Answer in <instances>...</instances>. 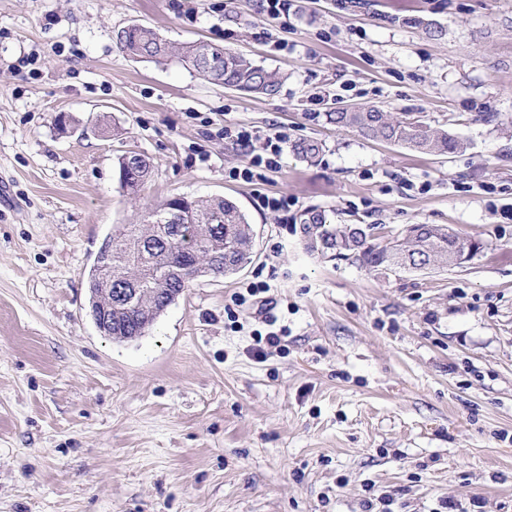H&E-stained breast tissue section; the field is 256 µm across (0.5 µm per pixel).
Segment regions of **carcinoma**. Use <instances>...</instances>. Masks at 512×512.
Instances as JSON below:
<instances>
[{
	"label": "carcinoma",
	"mask_w": 512,
	"mask_h": 512,
	"mask_svg": "<svg viewBox=\"0 0 512 512\" xmlns=\"http://www.w3.org/2000/svg\"><path fill=\"white\" fill-rule=\"evenodd\" d=\"M120 49L135 59L167 60L172 46L154 29L132 24L118 37ZM180 59L192 72L227 89L257 95L277 94L285 75L243 54L198 42L181 49ZM338 128H350L375 142L402 145L420 153L447 155L465 143L434 127L420 116H394L378 107H349L327 113ZM322 145L301 138L292 143L295 154L311 161ZM122 189L135 194L150 179L153 159L133 152L118 160ZM373 224H332L318 208L300 215L299 230L307 251L325 258L344 259L379 274L455 265L480 250V243L444 225L412 224L403 236L379 240ZM111 247L97 264L112 267V289L103 287L98 269L89 273L91 308L112 309V324L104 335L129 342L145 335L160 313L190 284L206 274L230 276L253 260L254 231L246 215L231 200L171 197L149 210L140 224H119L112 230ZM129 292L121 299L119 294Z\"/></svg>",
	"instance_id": "carcinoma-1"
}]
</instances>
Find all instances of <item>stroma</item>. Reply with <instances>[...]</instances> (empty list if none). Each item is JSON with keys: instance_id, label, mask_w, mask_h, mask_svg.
Masks as SVG:
<instances>
[{"instance_id": "obj_1", "label": "stroma", "mask_w": 512, "mask_h": 512, "mask_svg": "<svg viewBox=\"0 0 512 512\" xmlns=\"http://www.w3.org/2000/svg\"><path fill=\"white\" fill-rule=\"evenodd\" d=\"M218 3L0 0V512H362L381 495L390 512H512V0H291L274 20L260 0ZM133 23L287 79L261 97L130 58L117 34ZM346 105L415 113L467 147L364 140L327 121ZM228 125L322 150L283 148L248 184L228 176L246 159ZM133 151L155 162L135 196L118 172ZM262 194L288 196L287 217ZM179 195L234 201L253 261L113 341L89 312L98 250ZM312 207L481 248L378 275L304 250Z\"/></svg>"}]
</instances>
